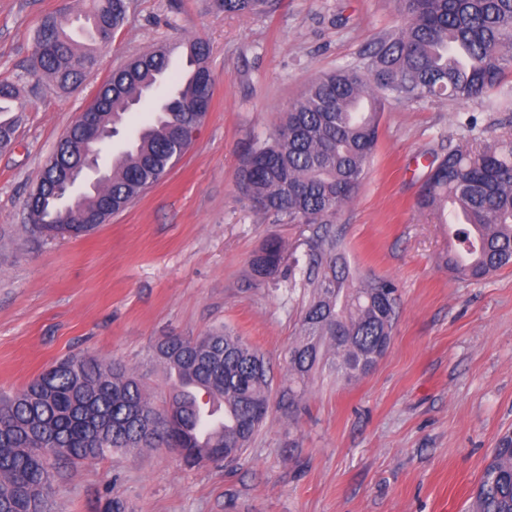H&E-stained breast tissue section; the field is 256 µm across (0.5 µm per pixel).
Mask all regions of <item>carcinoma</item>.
<instances>
[{"label":"carcinoma","mask_w":512,"mask_h":512,"mask_svg":"<svg viewBox=\"0 0 512 512\" xmlns=\"http://www.w3.org/2000/svg\"><path fill=\"white\" fill-rule=\"evenodd\" d=\"M84 18L92 38L113 37L122 26L126 0H87ZM268 0H215L229 14H254ZM403 24L383 37L359 69L318 76L285 113L275 133L257 142L243 161L240 183L255 211L288 224H331L351 202L366 176L386 102L448 97L466 102L499 88L512 71V0H396ZM69 25L44 18L36 32V65L30 75L61 88L82 80L94 50L76 44ZM177 87L149 112L112 162L106 194L112 212L126 209L160 182L192 142L208 112L210 96L199 80L212 79L207 46L185 42ZM171 62L156 49L114 70L92 111L121 134L127 116L163 89ZM368 111L355 112L357 102ZM24 106L18 83L0 81V113ZM61 165L81 163L83 134L71 126L57 144ZM57 173L44 170L36 221L80 236L93 224H71L55 197ZM453 203L462 219L451 224L454 249L446 264L470 279L512 265V138L476 152L451 149L434 156L418 205L445 215ZM312 298L300 319V340L288 351V385L278 406L294 418L304 381L327 355L350 382L366 375L390 341L398 315L396 284L386 277H350L339 239L313 245ZM287 259L270 239L250 261L257 279L273 277ZM157 359L178 383L157 406L141 379L127 368L75 354L51 366L26 387L0 398V512H46L56 465L97 460L116 451L181 449L187 466L237 461L263 426L271 406L270 368L242 337L223 329L202 336H169ZM224 405V429L200 441L193 425L199 396ZM469 512H512V432L493 448L472 495Z\"/></svg>","instance_id":"1"}]
</instances>
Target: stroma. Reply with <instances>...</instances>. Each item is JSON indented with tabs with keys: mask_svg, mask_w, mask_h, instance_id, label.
<instances>
[{
	"mask_svg": "<svg viewBox=\"0 0 512 512\" xmlns=\"http://www.w3.org/2000/svg\"><path fill=\"white\" fill-rule=\"evenodd\" d=\"M85 2L0 0V80L26 100L0 152V394L81 353L121 362L162 403L173 383L157 342L223 326L264 354L280 390L310 298L308 254L327 229L257 213L238 172L317 76L357 65L401 26L394 0H270L247 15L212 0H128L80 83L32 80L40 21ZM188 39L208 43L213 87L185 155L90 233H40L25 203L78 114L127 60ZM472 121L485 142L512 133L500 91L390 103L366 177L328 228L356 277L399 289L390 346L369 374L348 383L320 363L295 419L271 407L231 467L187 466L166 448L61 464L49 512H100L109 497L127 512H468L487 455L512 432V267L479 281L452 272L448 227L417 198L433 154L465 146ZM270 238L298 266L260 282L250 260Z\"/></svg>",
	"mask_w": 512,
	"mask_h": 512,
	"instance_id": "35a3bbf8",
	"label": "stroma"
}]
</instances>
